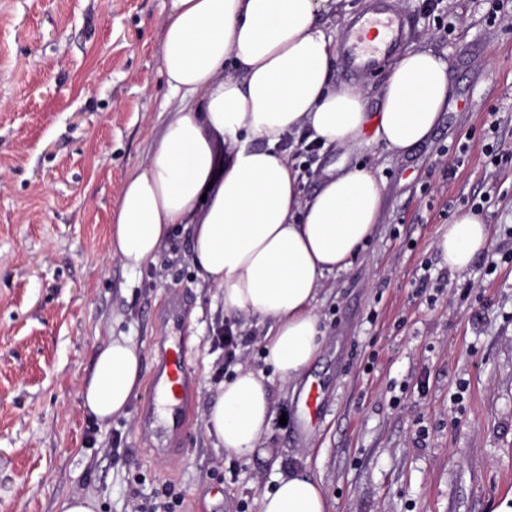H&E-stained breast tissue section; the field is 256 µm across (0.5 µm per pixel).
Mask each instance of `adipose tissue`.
<instances>
[{
  "label": "adipose tissue",
  "instance_id": "ef3b65f1",
  "mask_svg": "<svg viewBox=\"0 0 512 512\" xmlns=\"http://www.w3.org/2000/svg\"><path fill=\"white\" fill-rule=\"evenodd\" d=\"M328 10L329 0H171L160 71L181 100L125 178L110 228L113 259L137 269L184 225L199 279L221 292L225 314L268 322L264 360L288 383L325 335L315 305L325 278L351 265L382 210V185L347 155L368 144L408 153L433 133L450 90L446 56L414 46L390 67L379 111H366L362 86L333 80L336 41L320 20ZM294 133L344 155L308 196L281 147ZM488 245L472 212L435 242L455 271ZM141 378L133 341L107 337L81 383L84 410L102 423L126 414ZM270 418L268 379L240 365L209 402L205 426L217 447L251 457ZM259 512H329V501L320 482L292 471Z\"/></svg>",
  "mask_w": 512,
  "mask_h": 512
}]
</instances>
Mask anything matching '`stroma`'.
<instances>
[{"mask_svg": "<svg viewBox=\"0 0 512 512\" xmlns=\"http://www.w3.org/2000/svg\"><path fill=\"white\" fill-rule=\"evenodd\" d=\"M409 42L447 53L451 92L436 130L410 153L351 155L384 187L376 230L317 298L326 327L300 380L272 378L268 457L217 448L205 411L216 366L264 369L268 323L226 316L199 283L190 235L175 226L140 269L112 258L121 185L177 103L160 73L170 0H0V512H56L74 494L98 512H259L298 470L331 512H489L512 490V160L485 165L490 110L512 143V26L485 0H399ZM470 153L446 174L459 143ZM497 189L490 245L453 271L435 238L467 198ZM178 315L192 338L190 426L175 448L149 427L143 397L101 424L80 385L107 336L126 335L150 380ZM239 338L234 357L218 328ZM322 405L304 423L310 385Z\"/></svg>", "mask_w": 512, "mask_h": 512, "instance_id": "35a3bbf8", "label": "stroma"}]
</instances>
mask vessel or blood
I'll return each mask as SVG.
<instances>
[{
	"mask_svg": "<svg viewBox=\"0 0 512 512\" xmlns=\"http://www.w3.org/2000/svg\"><path fill=\"white\" fill-rule=\"evenodd\" d=\"M407 20L395 0H365L364 8L346 26L338 54L346 75L372 73L396 57L401 49ZM191 346L185 329H177L146 390L148 410L170 412V438L183 434L189 423L192 391Z\"/></svg>",
	"mask_w": 512,
	"mask_h": 512,
	"instance_id": "vessel-or-blood-1",
	"label": "vessel or blood"
}]
</instances>
